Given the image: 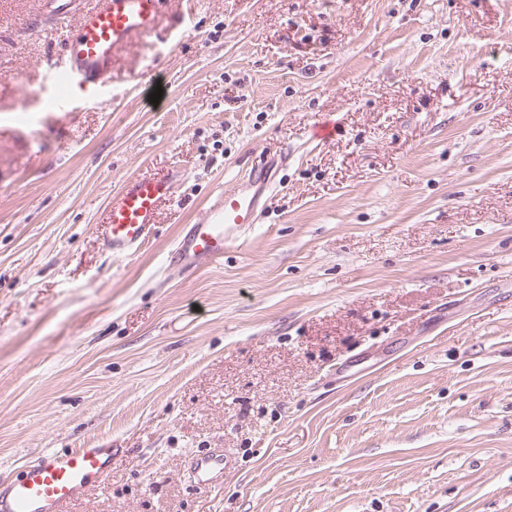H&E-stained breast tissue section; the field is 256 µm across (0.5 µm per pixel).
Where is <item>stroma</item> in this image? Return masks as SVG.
Returning a JSON list of instances; mask_svg holds the SVG:
<instances>
[{
    "mask_svg": "<svg viewBox=\"0 0 512 512\" xmlns=\"http://www.w3.org/2000/svg\"><path fill=\"white\" fill-rule=\"evenodd\" d=\"M45 2L0 0V481L109 447L70 512H512V0H167L63 117ZM273 159L259 223L170 266ZM173 170L104 250L124 179ZM179 174L160 177H128L107 204L109 227L102 245L117 257L138 250L159 223L161 205L173 198ZM224 458L221 454L207 453L192 459L191 468L199 483H217L222 477Z\"/></svg>",
    "mask_w": 512,
    "mask_h": 512,
    "instance_id": "35a3bbf8",
    "label": "stroma"
}]
</instances>
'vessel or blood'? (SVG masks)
Here are the masks:
<instances>
[{
  "instance_id": "obj_1",
  "label": "vessel or blood",
  "mask_w": 512,
  "mask_h": 512,
  "mask_svg": "<svg viewBox=\"0 0 512 512\" xmlns=\"http://www.w3.org/2000/svg\"><path fill=\"white\" fill-rule=\"evenodd\" d=\"M165 0H95L79 17H71L66 0L56 7L59 24H73L61 64L53 75L63 84L97 87L112 69L119 50L132 47L158 28ZM178 173L160 177H128L107 204L109 231L102 241L114 256L133 254L159 222L161 205L173 198ZM269 166L248 169L244 180L218 192L201 220L186 225L170 254L179 268H196L223 257L229 245L241 240L258 223L261 194L271 189ZM224 458L207 453L192 459L198 482L213 484L223 474ZM112 467L108 448H73L46 452L25 465L17 476L0 483V512H67L70 504L101 481Z\"/></svg>"
}]
</instances>
